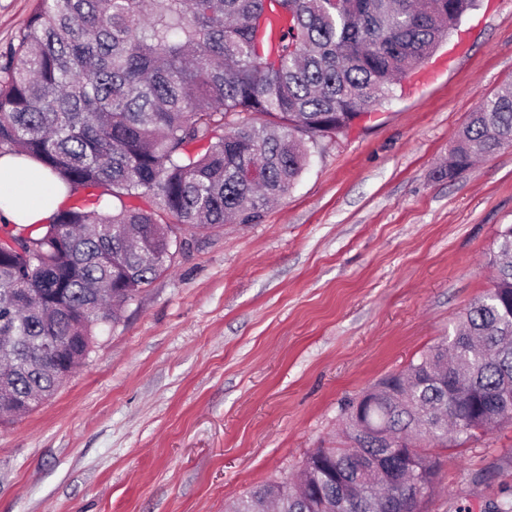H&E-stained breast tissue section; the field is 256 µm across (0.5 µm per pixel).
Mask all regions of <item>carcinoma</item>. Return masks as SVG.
Here are the masks:
<instances>
[{
    "mask_svg": "<svg viewBox=\"0 0 512 512\" xmlns=\"http://www.w3.org/2000/svg\"><path fill=\"white\" fill-rule=\"evenodd\" d=\"M476 0H38L0 64V156L56 176L68 202L35 233L0 225V424L9 403L50 398L95 330L170 263V225L252 224L288 194L309 145L348 129L455 29ZM512 145V92L479 104L448 171ZM254 166L259 184L244 180ZM493 288L452 333L381 378L345 448H316L299 483L249 490L230 512H421L439 477L422 444L512 423V224L497 233ZM64 352L42 365L41 342ZM426 436L390 448L369 430ZM394 461L391 484L373 464Z\"/></svg>",
    "mask_w": 512,
    "mask_h": 512,
    "instance_id": "cac0c4a2",
    "label": "carcinoma"
}]
</instances>
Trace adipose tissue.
<instances>
[{
    "instance_id": "ef3b65f1",
    "label": "adipose tissue",
    "mask_w": 512,
    "mask_h": 512,
    "mask_svg": "<svg viewBox=\"0 0 512 512\" xmlns=\"http://www.w3.org/2000/svg\"><path fill=\"white\" fill-rule=\"evenodd\" d=\"M67 199L63 185L25 157H0V217L26 226L48 223Z\"/></svg>"
}]
</instances>
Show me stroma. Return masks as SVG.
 I'll use <instances>...</instances> for the list:
<instances>
[{"label":"stroma","mask_w":512,"mask_h":512,"mask_svg":"<svg viewBox=\"0 0 512 512\" xmlns=\"http://www.w3.org/2000/svg\"><path fill=\"white\" fill-rule=\"evenodd\" d=\"M431 61L434 81L319 138L260 220L183 230L77 373L0 426V512H225L342 446V407L447 336L512 224V147L444 169L512 86V0H481ZM431 453L424 512L512 496V425Z\"/></svg>","instance_id":"1"}]
</instances>
